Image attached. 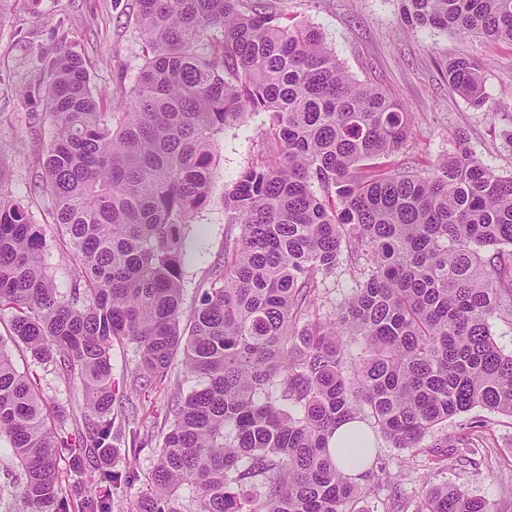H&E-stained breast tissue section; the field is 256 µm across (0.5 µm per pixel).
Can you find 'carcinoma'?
<instances>
[{
	"instance_id": "carcinoma-1",
	"label": "carcinoma",
	"mask_w": 512,
	"mask_h": 512,
	"mask_svg": "<svg viewBox=\"0 0 512 512\" xmlns=\"http://www.w3.org/2000/svg\"><path fill=\"white\" fill-rule=\"evenodd\" d=\"M408 27L512 42V0H401ZM146 46L130 95L101 110L66 48L26 89L54 135L37 188L70 267L69 293L44 261L46 233L5 195L0 164V312L31 355L82 385L94 419L55 425L0 338V439L20 470L26 512H112L133 472L94 465L112 449V345H136L132 390L164 387L174 362L201 380L171 396L149 489L135 512H352L357 478L328 439L369 417L394 448H413L475 407L512 416V352L490 320L512 314V176L459 139L431 175L378 159L410 135L408 112L351 76L308 25L261 0H137ZM221 38L201 50L209 30ZM448 84L486 100L477 64L446 65ZM278 160L242 168L224 191V261L180 326L186 227L207 209L215 136L256 119ZM360 269L332 317L319 289L342 252ZM362 346L351 358L350 342ZM127 416L129 451L144 450ZM475 425L439 448H468ZM68 463L63 491L58 459ZM418 512H489L452 484Z\"/></svg>"
}]
</instances>
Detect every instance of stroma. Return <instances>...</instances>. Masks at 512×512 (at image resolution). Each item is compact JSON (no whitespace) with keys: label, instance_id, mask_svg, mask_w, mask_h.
Wrapping results in <instances>:
<instances>
[{"label":"stroma","instance_id":"stroma-1","mask_svg":"<svg viewBox=\"0 0 512 512\" xmlns=\"http://www.w3.org/2000/svg\"><path fill=\"white\" fill-rule=\"evenodd\" d=\"M266 2L286 21L320 29L350 74L377 86L409 113L411 134L398 152L382 158L387 170L428 174L438 160L455 152L461 136L494 173L512 175V44L405 27L400 0ZM6 12L0 20V163L9 171L5 192L28 203L36 221L46 225L44 260L65 293L70 277L57 232L49 225L51 202L33 190L52 127L44 115L30 116L24 93L64 44L82 59L98 100L108 104L128 95L144 62L137 0H8ZM459 56L482 63L484 105L471 104L449 87L445 65ZM268 150L256 121L216 137L211 202L187 237L182 326H189L200 286L224 258V190L241 168ZM9 336L10 318L0 314V337L8 339L16 368L39 378L48 411L65 409L69 425H84L79 382L35 360ZM133 405L148 448L134 456L124 435L113 440V467L132 469L135 479L114 496L112 512H132L147 490L167 399L143 395ZM468 420L484 424L477 449L436 447L437 439L458 435ZM444 483L485 499L491 512H512V417L476 407L438 426L414 448H393L377 439L374 465L361 480L366 495L359 507L361 512H417L427 490Z\"/></svg>","mask_w":512,"mask_h":512}]
</instances>
